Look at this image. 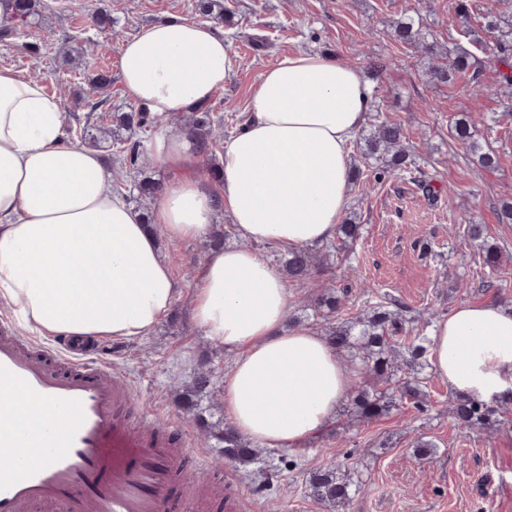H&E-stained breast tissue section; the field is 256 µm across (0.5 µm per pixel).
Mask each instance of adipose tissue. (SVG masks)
Returning <instances> with one entry per match:
<instances>
[{"label": "adipose tissue", "instance_id": "obj_1", "mask_svg": "<svg viewBox=\"0 0 512 512\" xmlns=\"http://www.w3.org/2000/svg\"><path fill=\"white\" fill-rule=\"evenodd\" d=\"M236 66L223 32L187 20L145 26L120 51L126 96L159 114L206 103ZM372 100L358 68L306 51L280 56L224 145L218 184L198 175L194 132L179 128L157 143L154 160L169 178L146 223L114 194L100 154L71 140L59 100L39 80L0 70V305L43 335L138 339L182 291L157 234L202 238L225 213L247 240L291 251L328 242ZM290 308L276 266L237 247L208 255L190 309L206 336L236 354L225 414L269 448L318 437L359 376L324 336L287 327ZM431 340L432 368L453 394L512 395L511 306L461 304L434 324Z\"/></svg>", "mask_w": 512, "mask_h": 512}]
</instances>
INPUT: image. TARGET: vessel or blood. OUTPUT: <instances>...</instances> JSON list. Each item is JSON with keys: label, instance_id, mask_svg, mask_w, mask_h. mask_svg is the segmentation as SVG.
Instances as JSON below:
<instances>
[{"label": "vessel or blood", "instance_id": "1", "mask_svg": "<svg viewBox=\"0 0 512 512\" xmlns=\"http://www.w3.org/2000/svg\"><path fill=\"white\" fill-rule=\"evenodd\" d=\"M0 386L47 406L38 425L0 428V512H182L176 473L193 444L181 426L157 432L129 409L111 366L36 345L0 323Z\"/></svg>", "mask_w": 512, "mask_h": 512}]
</instances>
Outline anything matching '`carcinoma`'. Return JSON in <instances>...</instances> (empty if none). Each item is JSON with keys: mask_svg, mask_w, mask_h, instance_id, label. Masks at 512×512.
I'll return each instance as SVG.
<instances>
[{"mask_svg": "<svg viewBox=\"0 0 512 512\" xmlns=\"http://www.w3.org/2000/svg\"><path fill=\"white\" fill-rule=\"evenodd\" d=\"M199 12L212 19L224 18L223 4L219 0H199ZM14 18L23 25H38L41 22L39 0H15ZM393 37L408 46L421 49L439 62L431 64L427 71L429 82L447 85L458 78L471 76L477 80L479 69L489 63L499 68L501 83L512 88V24L489 12L483 17L481 34L468 29L469 46L459 43L446 51H440L430 42V35L422 26L417 13H406L392 22ZM161 122V117L146 110L117 112L112 115L109 126L96 125L97 134L83 128L82 141L97 146L111 143L122 153L125 162L137 168L141 165L140 144L127 143L122 130L130 126L149 129ZM217 120L208 111L192 113L185 126L192 129L207 146L217 138ZM473 118L464 114L455 123L457 137L477 164L491 169L498 164V154L473 134ZM406 136L401 125L390 121L377 124L368 135H360L356 141L362 158L367 165H382V168L404 171L411 164L410 154L405 145ZM116 191L128 188V197L140 203L141 210L149 212L150 205L161 192L162 184L145 176L137 182H127L123 175L115 176ZM470 238L480 243L483 265L491 272L501 266L498 247L483 240L480 224L468 225ZM283 270L288 282L295 286L312 289L309 307L321 319L323 334L339 353L352 361H360L362 370L370 377L388 385L378 390L368 385L352 390L351 404L360 417L372 420L405 404L416 407L425 402L424 381L419 378L428 367L430 340L423 334L411 335L403 318V307L393 301H380L371 310L350 320H339L344 294L319 283L322 270L310 251H295L285 257ZM212 393L210 374L201 371L190 385L179 394L181 404L196 408L200 399ZM498 407L495 401L477 397L458 396L451 407V418L455 425L464 430L490 423L496 418ZM204 432L210 438L224 445L222 453L229 462L250 464L257 460L260 448L242 440L226 425L203 424ZM362 481L353 479L351 471L336 464L313 472L306 481L305 490L314 502L332 509L345 506L352 494L360 491Z\"/></svg>", "mask_w": 512, "mask_h": 512, "instance_id": "carcinoma-1", "label": "carcinoma"}]
</instances>
